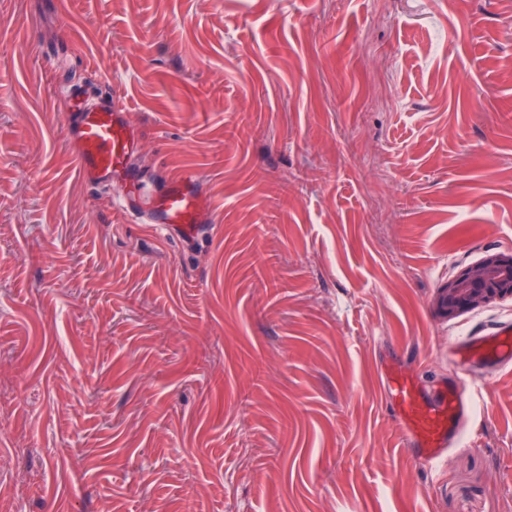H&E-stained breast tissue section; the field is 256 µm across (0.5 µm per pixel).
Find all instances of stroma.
Listing matches in <instances>:
<instances>
[{
    "mask_svg": "<svg viewBox=\"0 0 512 512\" xmlns=\"http://www.w3.org/2000/svg\"><path fill=\"white\" fill-rule=\"evenodd\" d=\"M64 81L211 233L114 214ZM509 248L512 0H0V512H512V368L431 469L384 389L512 322L432 307ZM199 183L191 177L171 179L147 198L151 204L152 224H164L187 248L199 239L202 224L217 223V216H213L199 191Z\"/></svg>",
    "mask_w": 512,
    "mask_h": 512,
    "instance_id": "1",
    "label": "stroma"
}]
</instances>
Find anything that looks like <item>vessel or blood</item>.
Returning <instances> with one entry per match:
<instances>
[{"instance_id":"1","label":"vessel or blood","mask_w":512,"mask_h":512,"mask_svg":"<svg viewBox=\"0 0 512 512\" xmlns=\"http://www.w3.org/2000/svg\"><path fill=\"white\" fill-rule=\"evenodd\" d=\"M61 100L69 107L67 135L76 145L81 177L95 187L126 181L129 190L122 212L137 214L141 195L133 162L142 151V138L125 120L116 95L108 91L92 95L71 88ZM149 202L152 223L174 231L188 248L197 242L204 225L217 221L197 179L191 177L170 180L150 196ZM453 364L456 375L452 380L429 385L420 384L397 364L386 373V393L404 445L424 468L433 467L445 451L457 445L468 425L474 400L466 382L473 377L475 367L512 365V328L505 326L459 343Z\"/></svg>"}]
</instances>
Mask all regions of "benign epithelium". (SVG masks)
<instances>
[{"label":"benign epithelium","mask_w":512,"mask_h":512,"mask_svg":"<svg viewBox=\"0 0 512 512\" xmlns=\"http://www.w3.org/2000/svg\"><path fill=\"white\" fill-rule=\"evenodd\" d=\"M512 299V249L486 253L438 288L432 305L437 315L453 320L462 313Z\"/></svg>","instance_id":"1"}]
</instances>
